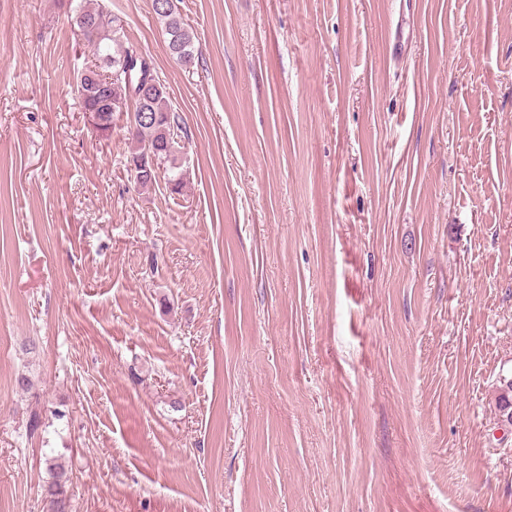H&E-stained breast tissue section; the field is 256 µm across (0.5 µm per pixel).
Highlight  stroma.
I'll return each instance as SVG.
<instances>
[{"mask_svg":"<svg viewBox=\"0 0 512 512\" xmlns=\"http://www.w3.org/2000/svg\"><path fill=\"white\" fill-rule=\"evenodd\" d=\"M96 2L184 187L83 111L67 0H0V512L49 457L69 512H512V0H175L189 65Z\"/></svg>","mask_w":512,"mask_h":512,"instance_id":"1","label":"stroma"}]
</instances>
